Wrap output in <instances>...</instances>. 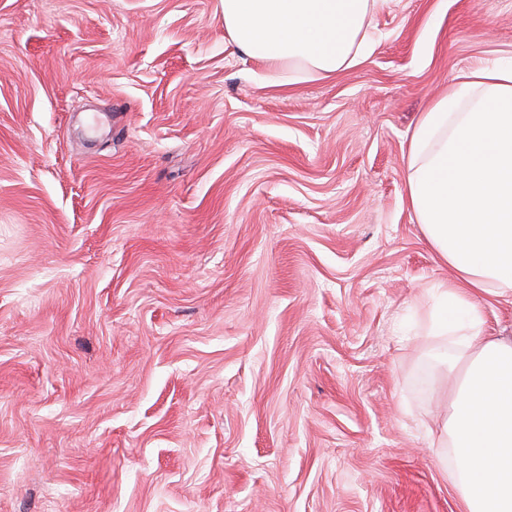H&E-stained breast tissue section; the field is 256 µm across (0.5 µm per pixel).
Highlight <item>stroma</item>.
<instances>
[{"label":"stroma","mask_w":512,"mask_h":512,"mask_svg":"<svg viewBox=\"0 0 512 512\" xmlns=\"http://www.w3.org/2000/svg\"><path fill=\"white\" fill-rule=\"evenodd\" d=\"M326 79L221 0H0V512H458L422 112L512 0H388Z\"/></svg>","instance_id":"stroma-1"}]
</instances>
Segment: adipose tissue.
<instances>
[{
    "label": "adipose tissue",
    "mask_w": 512,
    "mask_h": 512,
    "mask_svg": "<svg viewBox=\"0 0 512 512\" xmlns=\"http://www.w3.org/2000/svg\"><path fill=\"white\" fill-rule=\"evenodd\" d=\"M244 55L315 78L355 66L387 0H221ZM407 203L455 275L435 289L429 333L453 337L449 449L462 512H512V336H490L479 299L512 291V62L461 75L407 147Z\"/></svg>",
    "instance_id": "ef3b65f1"
}]
</instances>
